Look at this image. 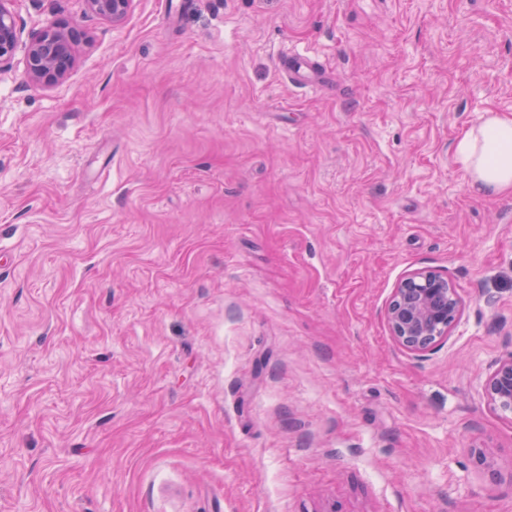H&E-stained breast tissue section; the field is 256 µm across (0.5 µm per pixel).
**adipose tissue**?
Returning a JSON list of instances; mask_svg holds the SVG:
<instances>
[{
  "mask_svg": "<svg viewBox=\"0 0 512 512\" xmlns=\"http://www.w3.org/2000/svg\"><path fill=\"white\" fill-rule=\"evenodd\" d=\"M454 152L473 193L512 194V114L483 113L458 136Z\"/></svg>",
  "mask_w": 512,
  "mask_h": 512,
  "instance_id": "adipose-tissue-1",
  "label": "adipose tissue"
}]
</instances>
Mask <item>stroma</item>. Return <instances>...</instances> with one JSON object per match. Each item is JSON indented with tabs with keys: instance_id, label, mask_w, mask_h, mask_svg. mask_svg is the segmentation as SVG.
I'll list each match as a JSON object with an SVG mask.
<instances>
[{
	"instance_id": "1",
	"label": "stroma",
	"mask_w": 512,
	"mask_h": 512,
	"mask_svg": "<svg viewBox=\"0 0 512 512\" xmlns=\"http://www.w3.org/2000/svg\"><path fill=\"white\" fill-rule=\"evenodd\" d=\"M11 9L80 38L0 76V512H512V195L454 157L512 113V0ZM422 268L464 308L415 354ZM86 9L94 14L112 19V23H121L128 15L134 0H83ZM77 36L73 30L49 24L26 45L25 73L36 85H52L63 80L74 65ZM281 73L293 84L326 85L329 76L318 62L304 55H286L279 61ZM463 309L455 285L432 270H417L394 288L386 310L393 339L400 346L424 352L448 340ZM484 392L494 409L512 413V353L497 363L485 381Z\"/></svg>"
}]
</instances>
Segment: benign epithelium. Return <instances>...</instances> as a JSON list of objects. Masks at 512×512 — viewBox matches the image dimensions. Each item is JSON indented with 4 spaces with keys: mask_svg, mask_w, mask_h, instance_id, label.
<instances>
[{
    "mask_svg": "<svg viewBox=\"0 0 512 512\" xmlns=\"http://www.w3.org/2000/svg\"><path fill=\"white\" fill-rule=\"evenodd\" d=\"M0 0V74L8 70L20 40L13 12ZM86 9L121 23L134 0H84ZM74 31L49 24L26 45L25 73L36 85H52L63 80L74 65ZM463 309L455 285L432 270H417L404 277L394 288L386 310V320L393 339L400 346L424 352L451 336ZM489 404L512 413V354L501 359L484 384Z\"/></svg>",
    "mask_w": 512,
    "mask_h": 512,
    "instance_id": "7a95c632",
    "label": "benign epithelium"
}]
</instances>
